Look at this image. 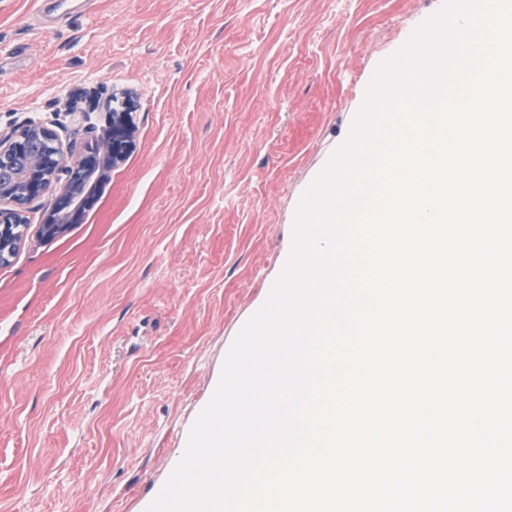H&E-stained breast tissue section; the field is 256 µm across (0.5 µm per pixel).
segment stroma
<instances>
[{"label": "stroma", "mask_w": 512, "mask_h": 512, "mask_svg": "<svg viewBox=\"0 0 512 512\" xmlns=\"http://www.w3.org/2000/svg\"><path fill=\"white\" fill-rule=\"evenodd\" d=\"M445 0H0V135L125 136L81 223L0 264V512H143L377 68Z\"/></svg>", "instance_id": "obj_1"}]
</instances>
